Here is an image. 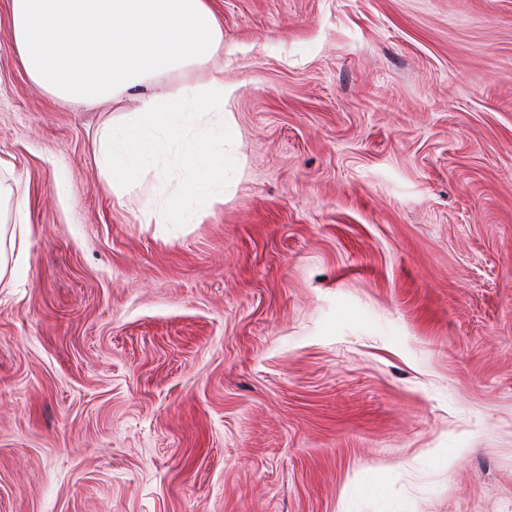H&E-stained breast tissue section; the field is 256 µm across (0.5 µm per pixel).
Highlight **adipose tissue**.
<instances>
[{"label": "adipose tissue", "instance_id": "obj_1", "mask_svg": "<svg viewBox=\"0 0 512 512\" xmlns=\"http://www.w3.org/2000/svg\"><path fill=\"white\" fill-rule=\"evenodd\" d=\"M18 61L33 85L74 108L135 97L122 124L105 122L96 163L120 198L146 199V219L188 223L224 199L223 76L173 87L224 47L209 0H9ZM188 173L177 191L146 178L158 163ZM27 199L0 183V279L14 276L29 224Z\"/></svg>", "mask_w": 512, "mask_h": 512}]
</instances>
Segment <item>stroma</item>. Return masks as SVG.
<instances>
[{"mask_svg": "<svg viewBox=\"0 0 512 512\" xmlns=\"http://www.w3.org/2000/svg\"><path fill=\"white\" fill-rule=\"evenodd\" d=\"M0 0V512H512V0H210L223 202L147 224ZM382 493L369 492L371 484ZM27 199L19 189L0 182V282L13 278L23 257L24 241L29 224L26 221ZM10 213L11 224L4 222Z\"/></svg>", "mask_w": 512, "mask_h": 512, "instance_id": "obj_1", "label": "stroma"}]
</instances>
